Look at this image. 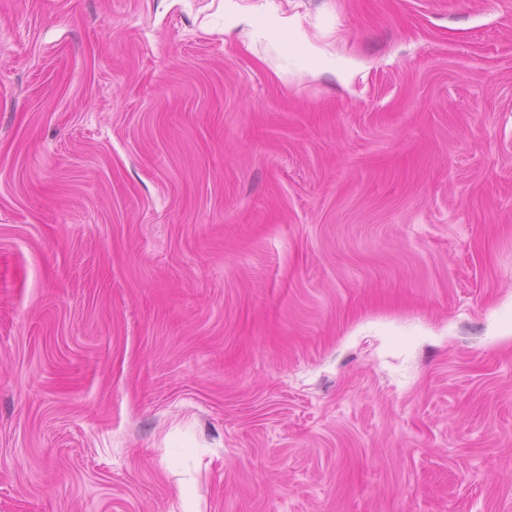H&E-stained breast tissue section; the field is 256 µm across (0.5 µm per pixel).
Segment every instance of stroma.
<instances>
[{
  "mask_svg": "<svg viewBox=\"0 0 512 512\" xmlns=\"http://www.w3.org/2000/svg\"><path fill=\"white\" fill-rule=\"evenodd\" d=\"M0 512H512V0H0Z\"/></svg>",
  "mask_w": 512,
  "mask_h": 512,
  "instance_id": "1",
  "label": "stroma"
}]
</instances>
